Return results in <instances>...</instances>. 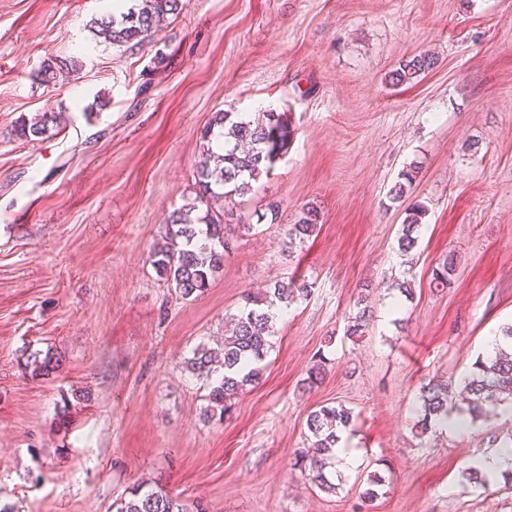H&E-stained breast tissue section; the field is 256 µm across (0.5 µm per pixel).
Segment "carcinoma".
I'll list each match as a JSON object with an SVG mask.
<instances>
[{
    "label": "carcinoma",
    "instance_id": "cac0c4a2",
    "mask_svg": "<svg viewBox=\"0 0 512 512\" xmlns=\"http://www.w3.org/2000/svg\"><path fill=\"white\" fill-rule=\"evenodd\" d=\"M130 5L120 13L98 24V34L116 46L141 42L153 31L156 22L169 14H179L181 0H128ZM439 64L435 55H416L389 75L390 83L398 86L410 83L430 72ZM76 69L73 60H49L39 70V79L55 84ZM55 116L43 113L30 122L22 121L14 129L15 135L30 141L45 134ZM292 130L283 116L267 112L264 119L252 121L234 112H217L212 117L202 139L207 162L196 171L195 196L167 217L161 241L150 254L157 271L163 273L169 287L183 299L197 298L210 287L214 276L224 267V254L229 245V235L250 231L252 225L234 218V212L224 209V202L245 195L252 182L262 174L273 171L275 164L288 152ZM417 166L401 171L390 190L395 202L402 201L407 188L415 179ZM427 209L420 203L405 208L398 248L402 255H410L418 246L420 229ZM320 214L306 205L288 231L285 247L293 248L296 242L312 237L318 232ZM459 259L455 255L433 269L432 283L436 288H446L456 273ZM309 284L277 282L261 295L247 294L244 305L237 313L228 316L234 325L233 333L224 342L210 347L199 344L186 367L205 381L206 405L203 414L209 419L224 420L232 400L247 387L259 383L266 368V358L275 335L277 305L285 306L307 298ZM367 298L358 300V311L348 320L349 336L360 337L369 318ZM22 370L31 376L49 377L57 373L62 364L60 354L47 350L24 352L19 358ZM497 395L500 402H512V325L505 326L498 334L495 352L475 361L473 371L463 380V389L456 391L453 381L430 380L420 390L421 418L415 427L424 433L433 427L448 426L450 409L458 407L461 414L471 419L482 418L489 394ZM354 420L351 409L322 405L310 411L306 427L310 433L312 454L299 455L294 465L308 473L312 482L323 492H336V484L326 474V469L336 466V445L340 433ZM115 512H190L188 505L172 497L158 486L140 483L112 502Z\"/></svg>",
    "mask_w": 512,
    "mask_h": 512
}]
</instances>
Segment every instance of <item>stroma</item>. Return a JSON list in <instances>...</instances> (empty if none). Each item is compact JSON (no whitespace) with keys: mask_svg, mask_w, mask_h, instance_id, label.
Segmentation results:
<instances>
[{"mask_svg":"<svg viewBox=\"0 0 512 512\" xmlns=\"http://www.w3.org/2000/svg\"><path fill=\"white\" fill-rule=\"evenodd\" d=\"M181 3L149 39L116 46L90 29L109 0H0V504L113 512L147 481L206 512H512L504 479L462 477L512 439L511 407L414 427L421 386L470 373L512 323V0ZM425 51L438 67L387 83ZM50 57L76 61L75 76L41 82ZM271 110L294 131L288 152L237 198L251 229L211 287L182 299L149 254L193 192L202 133L213 113ZM45 112L59 124L15 136ZM413 163L409 199L428 214L403 256L389 190ZM307 203L319 233L283 255ZM451 254V286L433 288ZM289 280L312 292L278 320L260 383L205 421L184 359L247 292ZM363 293L372 318L355 339ZM50 348L58 375L22 371V351ZM339 404L359 465L328 494L294 461L308 413ZM372 472L386 482L367 503Z\"/></svg>","mask_w":512,"mask_h":512,"instance_id":"1","label":"stroma"}]
</instances>
